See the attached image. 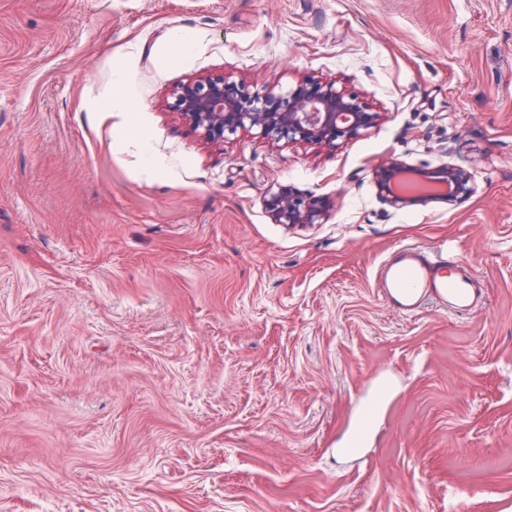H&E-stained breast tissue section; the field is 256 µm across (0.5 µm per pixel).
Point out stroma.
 Returning <instances> with one entry per match:
<instances>
[{"label":"stroma","mask_w":512,"mask_h":512,"mask_svg":"<svg viewBox=\"0 0 512 512\" xmlns=\"http://www.w3.org/2000/svg\"><path fill=\"white\" fill-rule=\"evenodd\" d=\"M222 75L382 119L211 144L171 92ZM390 158L475 192L392 208ZM278 183L338 205L273 223ZM412 244L482 305L388 308ZM0 512H512V0H0ZM412 167L394 159L380 163L374 169V180L377 184L379 197L382 202L394 208L426 206L432 202H447L450 198H466L474 190L471 173L463 167L446 163L426 175L432 179L446 182L451 187V193L445 196H425L414 192L401 193L394 189L397 178L411 170Z\"/></svg>","instance_id":"1"}]
</instances>
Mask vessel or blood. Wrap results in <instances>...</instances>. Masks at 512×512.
Returning <instances> with one entry per match:
<instances>
[{
	"label": "vessel or blood",
	"instance_id": "1",
	"mask_svg": "<svg viewBox=\"0 0 512 512\" xmlns=\"http://www.w3.org/2000/svg\"><path fill=\"white\" fill-rule=\"evenodd\" d=\"M378 286L387 305L404 315L429 304L465 314L484 297L481 279L453 248H398L383 262Z\"/></svg>",
	"mask_w": 512,
	"mask_h": 512
}]
</instances>
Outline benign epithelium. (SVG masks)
I'll return each mask as SVG.
<instances>
[{"label":"benign epithelium","mask_w":512,"mask_h":512,"mask_svg":"<svg viewBox=\"0 0 512 512\" xmlns=\"http://www.w3.org/2000/svg\"><path fill=\"white\" fill-rule=\"evenodd\" d=\"M172 99L170 107L211 143H222L241 129L256 128L273 144L305 143L331 150L375 127L381 118V113L372 110L358 95L313 76L279 94L252 91L223 76L200 78L178 85ZM410 170V166L394 159L374 169L382 202L398 209L426 206L450 198H466L475 190L470 172L446 163L427 176L446 182L451 193L425 196L396 191L395 181ZM265 206L277 224H316L335 208L336 201L280 184L267 191Z\"/></svg>","instance_id":"7a95c632"}]
</instances>
